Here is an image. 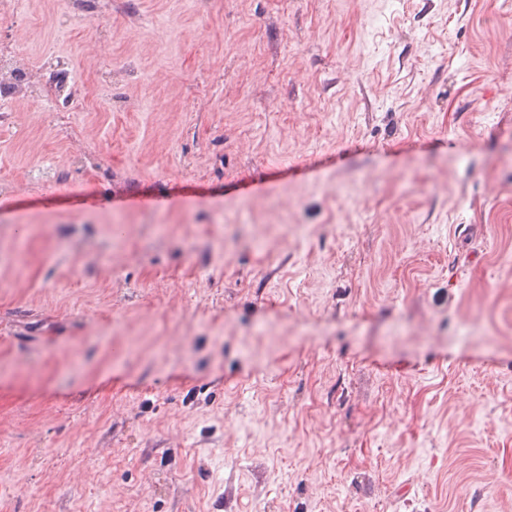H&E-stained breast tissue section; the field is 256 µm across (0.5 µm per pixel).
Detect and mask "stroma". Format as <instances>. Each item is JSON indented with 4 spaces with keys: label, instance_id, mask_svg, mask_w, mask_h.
<instances>
[{
    "label": "stroma",
    "instance_id": "stroma-1",
    "mask_svg": "<svg viewBox=\"0 0 512 512\" xmlns=\"http://www.w3.org/2000/svg\"><path fill=\"white\" fill-rule=\"evenodd\" d=\"M98 2L0 11V512H512V0Z\"/></svg>",
    "mask_w": 512,
    "mask_h": 512
}]
</instances>
